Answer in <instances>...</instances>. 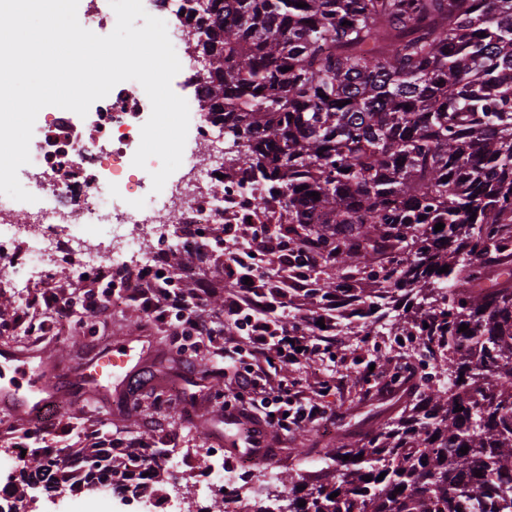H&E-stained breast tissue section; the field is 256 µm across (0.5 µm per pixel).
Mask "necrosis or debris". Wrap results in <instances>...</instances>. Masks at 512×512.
Wrapping results in <instances>:
<instances>
[{"label": "necrosis or debris", "mask_w": 512, "mask_h": 512, "mask_svg": "<svg viewBox=\"0 0 512 512\" xmlns=\"http://www.w3.org/2000/svg\"><path fill=\"white\" fill-rule=\"evenodd\" d=\"M151 103L140 83L117 84L94 102L86 117L53 108L38 114L27 166L35 181V202L0 195V277L25 294L32 281L51 282L52 258L67 238L73 278L104 266L115 269L151 265L156 243L170 239L172 221L199 224L217 236L226 224L256 223L255 200L240 182L209 191L224 171V132L206 112L190 115L189 138L196 150L184 152L180 176L160 193L133 179L132 158ZM118 197L119 206L109 204ZM59 495L36 498L37 512H186L178 484L147 492L84 494L81 469Z\"/></svg>", "instance_id": "1"}]
</instances>
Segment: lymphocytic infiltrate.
Returning a JSON list of instances; mask_svg holds the SVG:
<instances>
[{"mask_svg":"<svg viewBox=\"0 0 512 512\" xmlns=\"http://www.w3.org/2000/svg\"><path fill=\"white\" fill-rule=\"evenodd\" d=\"M262 262V254L237 248L224 259L223 277L189 293L176 285L172 257L167 254L144 272L103 269L96 275L99 287L95 290L80 288L68 298L46 291L45 310L74 328L86 317L103 320L112 311L113 295L127 281L138 280L143 309L166 323L175 340L193 337L213 343L212 371L224 380V406L249 423L242 437L245 447L258 448L267 430L286 434L336 416L320 394L307 393L280 374L283 367L306 366L332 353L336 338L324 333L319 320L335 309L336 301L326 299L318 310L300 315L294 323L283 322L280 314L288 308L287 298L275 292L258 295L246 282L260 269L268 279H276L278 268L263 267ZM217 290L224 293V306L214 310L207 298ZM233 329L239 330V338H229Z\"/></svg>","mask_w":512,"mask_h":512,"instance_id":"f902f5d3","label":"lymphocytic infiltrate"}]
</instances>
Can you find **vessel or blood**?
<instances>
[{
  "mask_svg": "<svg viewBox=\"0 0 512 512\" xmlns=\"http://www.w3.org/2000/svg\"><path fill=\"white\" fill-rule=\"evenodd\" d=\"M149 349L148 338L134 332L114 338L109 350L62 371L49 350L20 351L1 345L0 406L16 417L33 420L50 403L126 389Z\"/></svg>",
  "mask_w": 512,
  "mask_h": 512,
  "instance_id": "1",
  "label": "vessel or blood"
}]
</instances>
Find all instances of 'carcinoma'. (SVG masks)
Listing matches in <instances>:
<instances>
[{"mask_svg":"<svg viewBox=\"0 0 512 512\" xmlns=\"http://www.w3.org/2000/svg\"><path fill=\"white\" fill-rule=\"evenodd\" d=\"M185 2L225 176L249 165L286 274L256 290L297 311L334 295L355 335L400 338L440 377L390 390L381 371L362 397L396 414L336 435L288 512H512V0ZM78 459L94 491L138 454ZM58 471L32 451L16 499Z\"/></svg>","mask_w":512,"mask_h":512,"instance_id":"cac0c4a2","label":"carcinoma"}]
</instances>
